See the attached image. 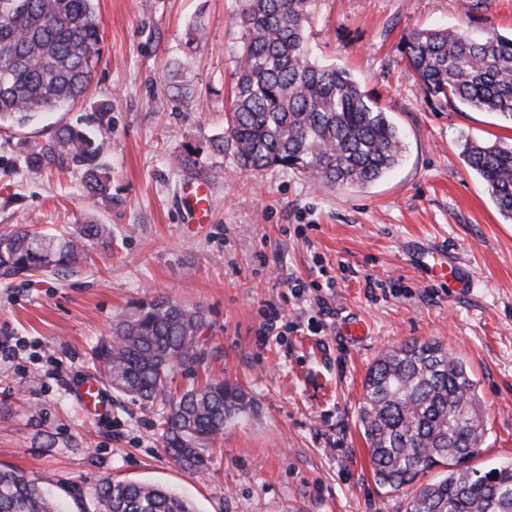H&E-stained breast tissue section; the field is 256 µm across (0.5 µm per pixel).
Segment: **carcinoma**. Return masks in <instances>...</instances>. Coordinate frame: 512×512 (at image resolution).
<instances>
[{
    "label": "carcinoma",
    "instance_id": "cac0c4a2",
    "mask_svg": "<svg viewBox=\"0 0 512 512\" xmlns=\"http://www.w3.org/2000/svg\"><path fill=\"white\" fill-rule=\"evenodd\" d=\"M318 0H238L231 22L243 33L224 135L215 151H232L243 171L290 169L323 187H364L403 156L388 114L352 74L311 57L307 29ZM95 0H0V130L21 128L83 96L101 63ZM405 69L438 101L492 112L512 124V37L473 39L456 30L414 29L402 39ZM112 104L97 106L91 129L62 125L23 158L39 173L71 163L85 191L112 201L102 161ZM468 166L485 183L499 213L512 220V145L466 143ZM106 250L109 224L47 234L28 225L0 233V278L46 271L81 272L89 243ZM197 307L156 299L124 311L94 358L115 390L148 402L157 397L166 453L183 469L205 465L201 448L224 424L251 411L247 394L222 379L170 391L175 369L197 363ZM376 481L394 492L414 487L407 512H512V465L486 471L469 461L485 438L481 398L464 360L439 342L393 348L369 368L358 414ZM442 477L423 483L434 470ZM98 512H193L189 501L154 483L104 480ZM0 512H61L57 499L14 469H0Z\"/></svg>",
    "mask_w": 512,
    "mask_h": 512
}]
</instances>
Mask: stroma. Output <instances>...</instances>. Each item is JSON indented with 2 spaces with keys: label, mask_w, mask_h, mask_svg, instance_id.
Masks as SVG:
<instances>
[{
  "label": "stroma",
  "mask_w": 512,
  "mask_h": 512,
  "mask_svg": "<svg viewBox=\"0 0 512 512\" xmlns=\"http://www.w3.org/2000/svg\"><path fill=\"white\" fill-rule=\"evenodd\" d=\"M235 7L98 0L103 60L87 95L0 131V232L112 227L111 250L89 246L80 274L0 279V341L12 349L0 362V467L56 496L80 489L67 512H94L106 478L168 487L196 512H404L406 491L376 482L357 419L369 367L415 340L438 341L471 372L486 427L472 467L512 463V222L463 157L469 140L512 143V125L431 100L400 52L415 28L510 35L512 0H318L313 56L347 68L405 146L382 178L339 190L290 170L250 175L213 151L242 44ZM198 16L204 34L193 42ZM105 100L113 201L87 196L78 167L26 170L33 146L60 125L90 122ZM197 180L211 187L210 219L186 224L179 192ZM445 252L464 287L428 279ZM157 298L207 317L201 358L176 369L175 387L220 378L253 400L195 474L164 451L161 401L107 387L108 411L93 416L77 399L98 340L129 306ZM271 305L281 318L267 334Z\"/></svg>",
  "instance_id": "1"
}]
</instances>
